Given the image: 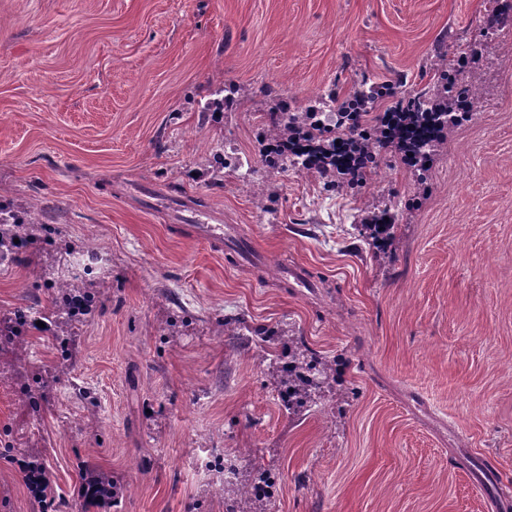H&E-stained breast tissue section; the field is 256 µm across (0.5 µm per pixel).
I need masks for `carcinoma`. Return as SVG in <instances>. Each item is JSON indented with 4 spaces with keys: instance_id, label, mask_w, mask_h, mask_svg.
Masks as SVG:
<instances>
[{
    "instance_id": "cac0c4a2",
    "label": "carcinoma",
    "mask_w": 512,
    "mask_h": 512,
    "mask_svg": "<svg viewBox=\"0 0 512 512\" xmlns=\"http://www.w3.org/2000/svg\"><path fill=\"white\" fill-rule=\"evenodd\" d=\"M512 23V3L502 2L489 10L484 28L494 31ZM466 52L448 57L438 53L430 66L436 89L410 97L411 107L405 112H379V100L390 94L388 84L362 83L354 88L336 112V131L319 128L315 118L328 107L326 99L320 106L308 104L300 112L288 111L280 103L261 114L256 138L262 146L264 162L272 167L291 165L324 185L341 190H354L371 181L376 175L383 154L388 153L415 171L431 170L437 152L448 141V131L475 121L478 113L473 107L481 97V89L473 81L461 86L456 82L458 65H469L476 72L482 65L480 51L470 42ZM395 201L368 212L361 224L370 230L372 245L380 250L392 246L395 238ZM38 204L30 202L28 209L18 208L10 192L0 187V255H13L36 250L44 237ZM53 288L47 313L53 318L72 322L64 299L84 298L91 301L105 294L110 282L103 278L71 276L65 270L50 283ZM22 315L14 310L0 317V341L11 346L17 359H24V336L16 333ZM220 336H253L258 345L273 335L262 327L253 326L245 317L226 318L219 324ZM336 381V359L321 356L307 349L296 348L288 356V379L280 389L285 409L300 410L312 406L324 385ZM122 488L102 475L82 487L83 503L80 512H88L101 497L116 498ZM240 495L250 503L252 512H270V496H254L249 485L240 488Z\"/></svg>"
}]
</instances>
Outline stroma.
Listing matches in <instances>:
<instances>
[{
    "mask_svg": "<svg viewBox=\"0 0 512 512\" xmlns=\"http://www.w3.org/2000/svg\"><path fill=\"white\" fill-rule=\"evenodd\" d=\"M491 0H0V184L34 198L71 245L112 256V287L68 333L32 328L0 355V512H247L250 469L271 512H487L512 499V42L496 44L477 122L455 128L427 185L384 163L345 195L261 160L256 116L361 82L378 105L431 88L436 51L476 40ZM240 102L202 113L219 83ZM252 170L213 187L211 149ZM396 195L391 257L358 221ZM195 224H220L202 239ZM23 266L0 312H39ZM277 329L234 351L216 322ZM339 358L317 405L287 413L289 348ZM51 405L6 394L29 372ZM47 483L34 494L28 457ZM122 490L106 476H98L82 487L83 503L80 505V511L88 512V508L94 505L99 498L106 496L116 498L122 494Z\"/></svg>",
    "mask_w": 512,
    "mask_h": 512,
    "instance_id": "obj_1",
    "label": "stroma"
}]
</instances>
